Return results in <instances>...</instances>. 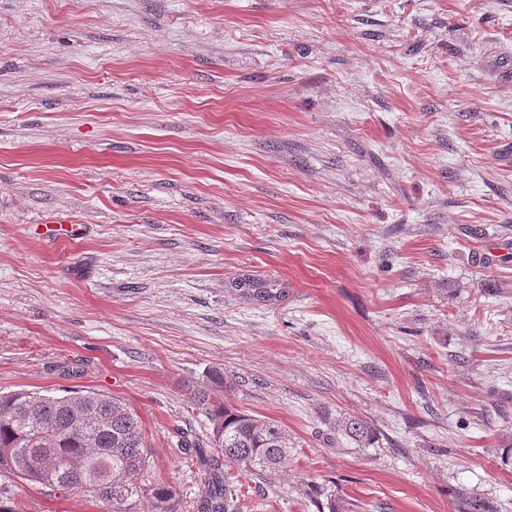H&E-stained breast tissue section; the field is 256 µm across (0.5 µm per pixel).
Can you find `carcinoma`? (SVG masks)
<instances>
[{"mask_svg": "<svg viewBox=\"0 0 512 512\" xmlns=\"http://www.w3.org/2000/svg\"><path fill=\"white\" fill-rule=\"evenodd\" d=\"M234 287L264 302L283 295L270 279L237 280ZM193 402L207 414L211 433L206 451L195 440L177 445L187 461L208 474L203 495L186 509L239 512L237 475L266 481L287 473L293 442L276 422L211 401L204 392ZM339 431L356 448L368 447L374 438L371 426L355 416L344 418ZM148 460L140 416L110 395L80 389L62 396L22 389L0 393V468L29 484L91 493L114 512H126L149 491L154 512H180L171 486L156 483L149 490L142 483ZM232 467L237 473L228 472ZM301 491L326 499L317 512H338L334 491L311 484Z\"/></svg>", "mask_w": 512, "mask_h": 512, "instance_id": "obj_1", "label": "carcinoma"}]
</instances>
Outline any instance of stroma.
Segmentation results:
<instances>
[{
    "label": "stroma",
    "mask_w": 512,
    "mask_h": 512,
    "mask_svg": "<svg viewBox=\"0 0 512 512\" xmlns=\"http://www.w3.org/2000/svg\"><path fill=\"white\" fill-rule=\"evenodd\" d=\"M71 388L182 502L204 391L295 443L240 512H512V0H0V391ZM280 286L278 281L275 280H240L234 282V288H246L243 289V292H246L258 300H262L264 302L277 301L283 295L282 289H277ZM276 290V292H274ZM340 435L354 448H366L372 444L374 433L371 426L362 418L350 416L339 425Z\"/></svg>",
    "instance_id": "obj_1"
}]
</instances>
